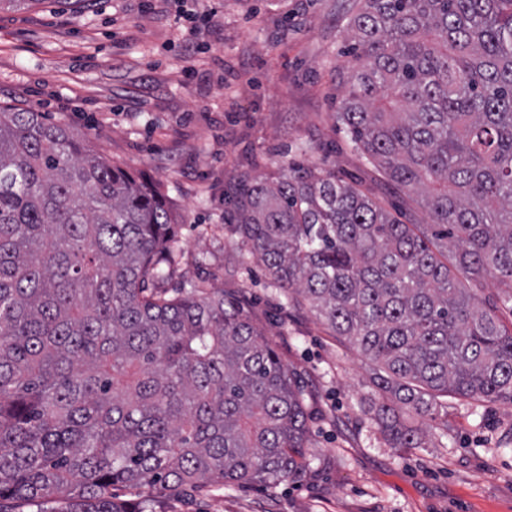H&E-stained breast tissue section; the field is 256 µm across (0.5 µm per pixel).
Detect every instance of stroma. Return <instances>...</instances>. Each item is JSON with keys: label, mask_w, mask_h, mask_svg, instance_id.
<instances>
[{"label": "stroma", "mask_w": 512, "mask_h": 512, "mask_svg": "<svg viewBox=\"0 0 512 512\" xmlns=\"http://www.w3.org/2000/svg\"><path fill=\"white\" fill-rule=\"evenodd\" d=\"M352 0H41L0 9V107L32 109L160 182L178 221L175 287L238 302L300 386L325 463L269 490L214 484L158 512H512V404L449 399L417 419L426 447L390 448L368 408L370 363L288 302L225 218L239 187L300 163L355 182L407 224L429 214L334 119L354 60Z\"/></svg>", "instance_id": "obj_1"}]
</instances>
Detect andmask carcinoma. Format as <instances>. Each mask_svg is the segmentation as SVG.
Returning <instances> with one entry per match:
<instances>
[{
  "label": "carcinoma",
  "mask_w": 512,
  "mask_h": 512,
  "mask_svg": "<svg viewBox=\"0 0 512 512\" xmlns=\"http://www.w3.org/2000/svg\"><path fill=\"white\" fill-rule=\"evenodd\" d=\"M336 123L431 223L327 172L236 196L240 247L373 365L392 448L441 397L512 403V0H354ZM167 197L41 112L0 110V512H155L151 492L311 470L289 369L179 270ZM502 285L477 298L485 277ZM143 488L135 503L112 493Z\"/></svg>",
  "instance_id": "cac0c4a2"
}]
</instances>
